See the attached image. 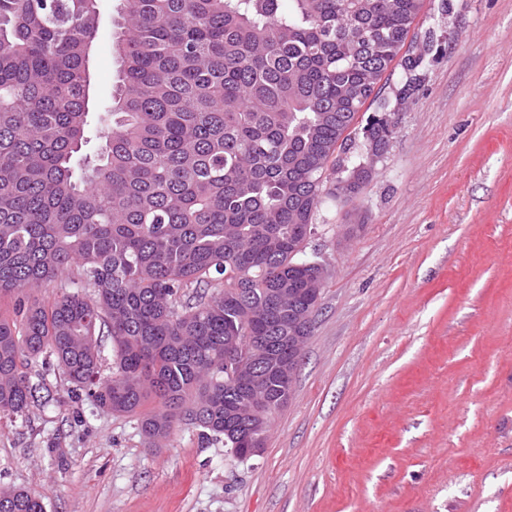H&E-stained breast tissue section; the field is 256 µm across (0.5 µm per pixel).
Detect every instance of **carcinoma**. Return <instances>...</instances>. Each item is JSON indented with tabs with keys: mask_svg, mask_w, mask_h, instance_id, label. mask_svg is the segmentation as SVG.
I'll use <instances>...</instances> for the list:
<instances>
[{
	"mask_svg": "<svg viewBox=\"0 0 512 512\" xmlns=\"http://www.w3.org/2000/svg\"><path fill=\"white\" fill-rule=\"evenodd\" d=\"M422 2L123 0L110 129L90 152L99 0H0V415L40 402V360L152 444L185 421L238 455L264 441L316 315L297 251L342 167L329 161ZM423 62L401 58L397 100ZM359 188L338 178L331 195ZM285 281L294 297L277 303ZM249 336L255 401L224 369L225 345ZM0 512L44 505L1 487Z\"/></svg>",
	"mask_w": 512,
	"mask_h": 512,
	"instance_id": "carcinoma-1",
	"label": "carcinoma"
}]
</instances>
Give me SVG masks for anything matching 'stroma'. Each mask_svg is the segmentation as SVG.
Listing matches in <instances>:
<instances>
[{
  "label": "stroma",
  "mask_w": 512,
  "mask_h": 512,
  "mask_svg": "<svg viewBox=\"0 0 512 512\" xmlns=\"http://www.w3.org/2000/svg\"><path fill=\"white\" fill-rule=\"evenodd\" d=\"M121 0H101L90 57L116 81ZM436 40L415 93L392 65L345 160L370 172L323 196L308 257L328 279L263 454L178 427L146 447L136 418L74 399L0 418V486L45 512H512V0H423L405 46ZM391 134L364 147L371 120ZM363 172H365L364 174H367L368 168L364 164L360 163L359 165L352 168L350 170V173L346 177L347 182H353V183L344 184V183H342V180L340 179V177H336V183H335V181L332 182V184L334 186V191L330 192V194L333 197H336V200H340L341 202L345 203V202L349 201L353 196H355L358 193L360 185L362 184L363 181L362 182H358V181L354 182V181L357 179V177L360 174H363Z\"/></svg>",
  "instance_id": "obj_1"
}]
</instances>
